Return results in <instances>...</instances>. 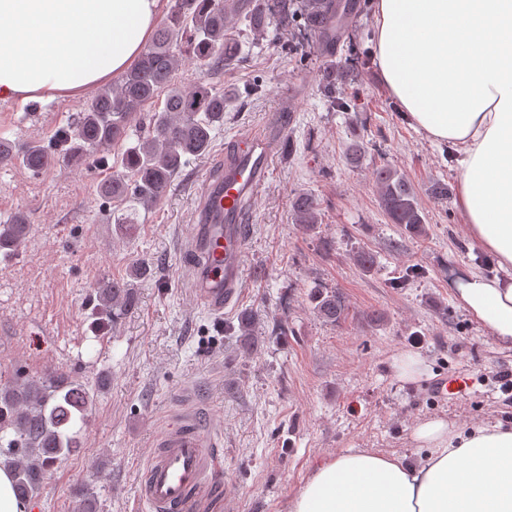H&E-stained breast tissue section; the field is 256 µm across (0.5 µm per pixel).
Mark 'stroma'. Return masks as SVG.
<instances>
[{
	"label": "stroma",
	"instance_id": "obj_1",
	"mask_svg": "<svg viewBox=\"0 0 512 512\" xmlns=\"http://www.w3.org/2000/svg\"><path fill=\"white\" fill-rule=\"evenodd\" d=\"M360 10L336 61L324 63L303 29V0H289L292 23L257 33L238 23L239 58L216 77L230 101L212 149L190 161L165 200L140 210L136 232L120 236L98 193L108 170L97 157L39 176L0 168V217L26 212L31 231L0 258V380L61 370L95 387L79 452L60 461L35 497L40 512H82L93 491L97 512H142L137 485L157 435L188 397L221 440L222 491L205 512H288V500L320 461L366 449L414 462L421 421L469 429L512 426V405L492 379L512 369V345L498 343L450 286L461 275L504 277L496 260L472 248L457 207L455 151L417 131L389 95L375 58L373 0ZM351 100L333 108L328 79ZM301 95L272 175L251 201L246 278L239 299L213 315L194 299L187 243L206 180L241 132L279 112L288 88ZM85 98L0 100V136L53 142ZM361 142L358 156L349 146ZM397 169L415 187L425 232L390 223L373 182L375 168ZM450 192L439 199L435 182ZM315 197L314 230L295 221L292 200ZM371 252L360 269L353 257ZM140 262L154 274L135 281L138 305L95 329L90 294ZM336 293L345 319L314 314V286ZM255 317L259 347L241 352L238 317ZM419 359L414 379L398 360ZM464 374L474 386L448 399L428 381Z\"/></svg>",
	"mask_w": 512,
	"mask_h": 512
}]
</instances>
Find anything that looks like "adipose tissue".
I'll return each instance as SVG.
<instances>
[{"label": "adipose tissue", "instance_id": "1", "mask_svg": "<svg viewBox=\"0 0 512 512\" xmlns=\"http://www.w3.org/2000/svg\"><path fill=\"white\" fill-rule=\"evenodd\" d=\"M161 0H0V99L77 98L122 73ZM388 92L424 136L458 149L470 240L512 270V0H375ZM455 291L512 344V281L465 275ZM412 463L365 449L316 465L288 512H512V428L418 423Z\"/></svg>", "mask_w": 512, "mask_h": 512}]
</instances>
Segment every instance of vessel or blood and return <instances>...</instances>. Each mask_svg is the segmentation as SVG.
Wrapping results in <instances>:
<instances>
[{
	"label": "vessel or blood",
	"mask_w": 512,
	"mask_h": 512,
	"mask_svg": "<svg viewBox=\"0 0 512 512\" xmlns=\"http://www.w3.org/2000/svg\"><path fill=\"white\" fill-rule=\"evenodd\" d=\"M285 120L269 119L258 132L239 135L224 159L221 176L209 178L195 216L189 269L199 305L223 314L237 300L245 278L246 211L244 201L264 187L285 136ZM218 442L194 410L179 414L157 438L139 484L146 512H202L224 481Z\"/></svg>",
	"instance_id": "1"
}]
</instances>
